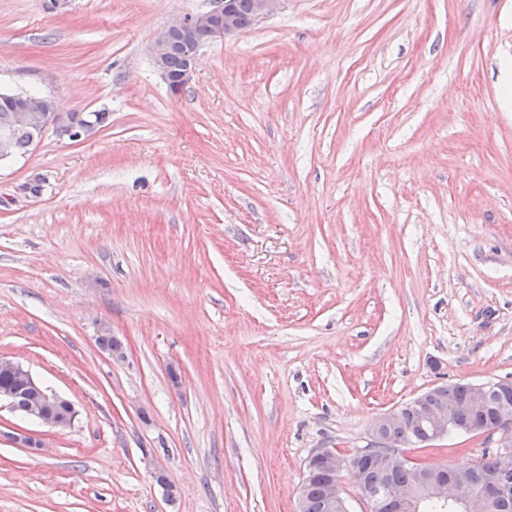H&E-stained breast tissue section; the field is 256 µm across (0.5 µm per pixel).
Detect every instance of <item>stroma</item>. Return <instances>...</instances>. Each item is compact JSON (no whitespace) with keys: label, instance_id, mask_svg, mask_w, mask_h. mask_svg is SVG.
Wrapping results in <instances>:
<instances>
[{"label":"stroma","instance_id":"stroma-1","mask_svg":"<svg viewBox=\"0 0 512 512\" xmlns=\"http://www.w3.org/2000/svg\"><path fill=\"white\" fill-rule=\"evenodd\" d=\"M209 5L0 0V93L107 115L0 163V356L77 410L0 403V512H297L313 449L512 380V0H282L172 95ZM62 406L69 410L65 415L60 412ZM75 414L76 411L71 401L45 389L42 391V397L31 404L26 418L63 430L70 427Z\"/></svg>","mask_w":512,"mask_h":512}]
</instances>
